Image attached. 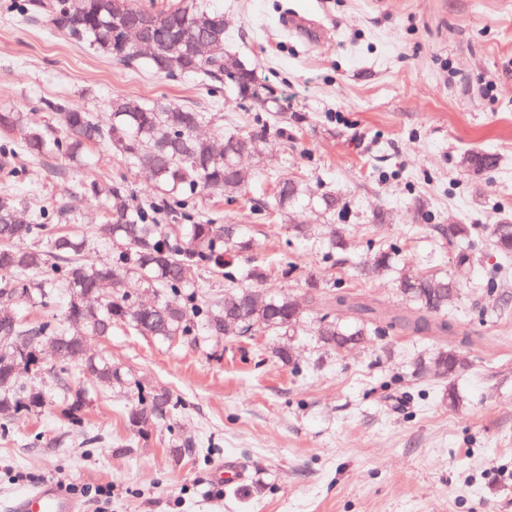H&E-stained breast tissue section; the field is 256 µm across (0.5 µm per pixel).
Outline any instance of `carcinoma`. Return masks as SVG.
I'll use <instances>...</instances> for the list:
<instances>
[{"label": "carcinoma", "instance_id": "1", "mask_svg": "<svg viewBox=\"0 0 512 512\" xmlns=\"http://www.w3.org/2000/svg\"><path fill=\"white\" fill-rule=\"evenodd\" d=\"M9 8L24 19L45 23L66 39L87 45L95 52L127 67L145 59L157 74L174 77L197 74L218 93L230 86L258 110L252 128L222 135V146L200 137L196 130L205 113L165 100L151 103L130 98L112 102L109 119L70 102L47 104L50 124L30 125L19 112H0V133L17 131L22 151L30 158L58 156L80 162L89 148L104 145L130 163L152 175L164 196L166 210L192 217L197 197L203 193L224 195L227 201L243 197L249 175L239 159L256 150L269 135H288V121L281 124L264 118L280 113L279 99L262 86L254 68L228 62L224 56L227 23L224 13L212 10L200 0H177L163 10L128 4L125 0H12ZM466 167L489 172L497 158L467 154ZM274 205L282 212L306 196L304 185L290 177L278 182ZM100 185L94 181L79 185L76 197L96 199ZM109 214L108 234L114 255L110 263H90L87 235L79 230H61V222L72 212L74 201L39 209L22 223L15 213L21 200L0 197V269L11 270L16 280L0 288V413L31 411L46 403L42 390L27 380L39 368V348L48 342L56 356L57 396L66 403L65 414L73 423L81 422L85 390L74 389L76 376L92 387L119 390L128 402V421L138 426L147 419H168L178 409V401L165 387L147 391L104 355L87 356L82 363L71 358L83 350L90 338L106 340L112 326L124 324L141 336L158 340H186L197 343L208 336L224 337L229 327L237 329V339L261 334H294L301 312L289 295H270L261 288L266 269L258 264L243 265L239 257L255 247L252 238L233 224L214 222L163 224L161 208L155 203L133 209L124 182H115L104 194ZM433 232L463 250L458 254L457 274L448 276L404 273L396 280V290L409 304L404 311H392L352 293L337 281L334 291L321 300L324 313L314 335L321 346L340 351L375 338L407 332L453 336L461 344L473 343V336L456 328L447 318L448 289L458 287L470 267V252L477 246L472 224H436ZM494 246L504 257L512 255V230L493 225ZM371 266L392 267L399 252L395 244L367 242ZM196 266L224 275V297L211 299L189 289L186 269ZM159 292L156 303L146 306L137 298L136 287ZM66 298L63 328L51 319L26 322L17 306L33 302L41 307ZM23 337L28 346L17 349ZM431 362L448 377L462 370L457 352L440 347Z\"/></svg>", "mask_w": 512, "mask_h": 512}]
</instances>
